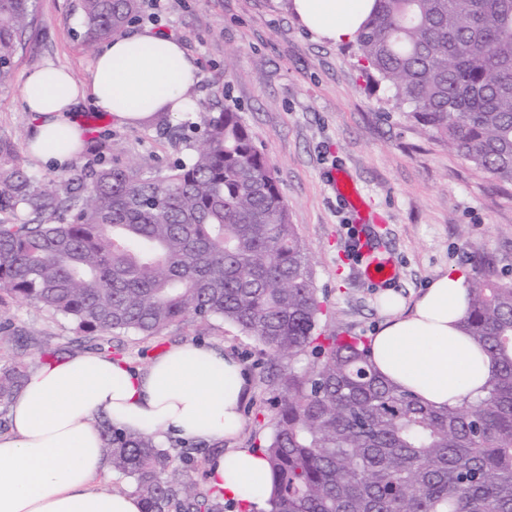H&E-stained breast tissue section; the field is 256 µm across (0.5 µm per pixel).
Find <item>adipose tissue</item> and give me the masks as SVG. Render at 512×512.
<instances>
[{
  "instance_id": "obj_1",
  "label": "adipose tissue",
  "mask_w": 512,
  "mask_h": 512,
  "mask_svg": "<svg viewBox=\"0 0 512 512\" xmlns=\"http://www.w3.org/2000/svg\"><path fill=\"white\" fill-rule=\"evenodd\" d=\"M374 0H293L305 27L334 43L355 42ZM197 67L181 43L161 32L120 34L101 43L87 81L46 66L26 79L21 102L36 124L30 155L71 169L84 146L77 109L85 102L124 124L170 106L191 112ZM383 300L390 316L372 341V360L393 386L436 407L487 394L495 362L460 323L468 312L465 270L450 271L405 305ZM251 383L243 364L219 347L170 348L146 367L96 354L32 371L9 405L0 433V512H143L132 493L96 488L110 467L96 415L119 428L231 447L209 465L211 484L247 512H268L269 465L257 448H238Z\"/></svg>"
}]
</instances>
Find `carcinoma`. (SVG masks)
Wrapping results in <instances>:
<instances>
[{
  "mask_svg": "<svg viewBox=\"0 0 512 512\" xmlns=\"http://www.w3.org/2000/svg\"><path fill=\"white\" fill-rule=\"evenodd\" d=\"M356 39L392 108L493 180L512 185V0H374ZM87 44L126 30L138 0H79ZM35 0H0V86ZM0 292L100 337L220 317L280 360L264 448L270 512H512V281L484 253L467 335L499 365L487 396L435 409L382 379L361 336L318 333L321 302L273 170L239 113L162 177L98 163L50 190L0 145ZM312 358L307 370L291 361ZM28 377L0 370V401ZM112 470L144 512H223L171 468L155 436L97 417Z\"/></svg>",
  "mask_w": 512,
  "mask_h": 512,
  "instance_id": "carcinoma-1",
  "label": "carcinoma"
}]
</instances>
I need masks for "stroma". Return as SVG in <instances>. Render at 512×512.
<instances>
[{
    "label": "stroma",
    "mask_w": 512,
    "mask_h": 512,
    "mask_svg": "<svg viewBox=\"0 0 512 512\" xmlns=\"http://www.w3.org/2000/svg\"><path fill=\"white\" fill-rule=\"evenodd\" d=\"M131 31L152 28L177 38L199 67L192 112L135 126L86 109L83 167L106 145L107 162L132 164L165 175L187 160L207 113L232 108L257 148L274 167L291 222L311 258L317 292L329 326L355 336H374L386 315L384 289L413 301L438 277L471 268L475 254H491L498 271L512 278V185L500 186L387 104L384 87L370 82L354 44H335L310 33L289 0H142ZM37 20L14 60L13 79L0 86V142L23 153L30 174L50 187L64 173L25 152L31 115L20 100L27 75L45 65L88 79L94 50L75 0H37ZM354 184L375 215L354 224L337 195L334 177ZM376 253L394 260L395 279L380 286L360 278L351 245L358 233ZM225 348L244 364L251 396L244 405L238 447L262 446L274 415V360L254 337L219 318L175 322L155 336L113 332L102 343L76 332L65 317L33 300L0 295V369L25 359L37 366L43 349L66 358L103 353L147 366L174 345ZM171 466L198 490H208L207 462L226 444L169 443Z\"/></svg>",
    "instance_id": "1"
}]
</instances>
